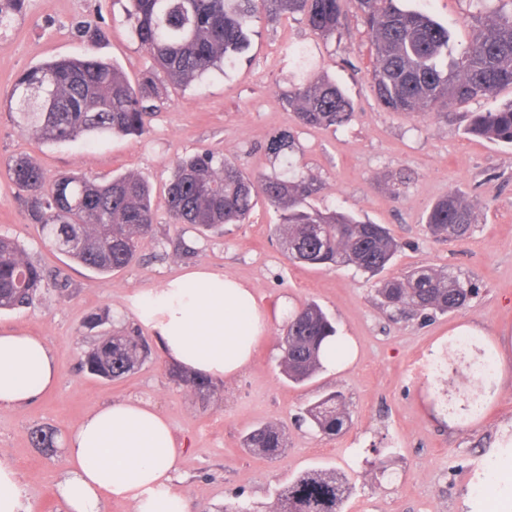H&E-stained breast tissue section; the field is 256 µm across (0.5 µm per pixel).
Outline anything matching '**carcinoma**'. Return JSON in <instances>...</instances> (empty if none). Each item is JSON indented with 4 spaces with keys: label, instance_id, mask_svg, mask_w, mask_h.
Here are the masks:
<instances>
[{
    "label": "carcinoma",
    "instance_id": "cac0c4a2",
    "mask_svg": "<svg viewBox=\"0 0 512 512\" xmlns=\"http://www.w3.org/2000/svg\"><path fill=\"white\" fill-rule=\"evenodd\" d=\"M26 0H0V30L10 27ZM373 42L376 64L372 83L380 104L390 112H428L488 98L512 87V11L494 12L475 29L466 48L456 52L448 29L428 14L402 10L396 0H356ZM258 12L270 17L300 13L322 37L343 26L342 0H129L131 31L174 86L188 85L223 68L249 44V26ZM19 92L18 126L46 144L81 137L138 135L145 131L157 95L154 74L131 85L121 70L89 53L82 58L44 63L15 81ZM304 126H339L353 107L342 89L326 77L300 84L288 99ZM467 133L512 145V103L470 116ZM7 173L23 193L28 216L53 249L97 272L127 267L139 247L154 236V211L146 181L133 174L106 181L82 174L46 178L30 156L7 163ZM316 188L309 177L250 176L234 162L202 152L174 161L167 185V208L175 224L216 231L242 224L262 197L281 212L276 232L284 253L295 263L347 267L382 273L399 245L381 224L361 221L341 211L312 206ZM475 205L452 193L425 216L430 233L443 240L464 238L475 223ZM48 286L44 270L24 258L21 246L0 237V310L30 305ZM382 308L401 313L447 314L469 303L473 288L443 268L421 266L380 281ZM336 328L315 303L288 315L280 340L282 373L303 385L323 369L321 345ZM150 347L132 328L102 337L88 351L83 366L102 379H120L142 366ZM172 377L200 397L211 396L213 382L203 376L171 371ZM485 375H469L465 410L482 406ZM306 414L315 430L335 436L349 423L344 396L333 392L311 404ZM285 431L263 425L248 433L244 447L274 459L286 447ZM352 486L339 472L309 469L276 493V512H343Z\"/></svg>",
    "mask_w": 512,
    "mask_h": 512
}]
</instances>
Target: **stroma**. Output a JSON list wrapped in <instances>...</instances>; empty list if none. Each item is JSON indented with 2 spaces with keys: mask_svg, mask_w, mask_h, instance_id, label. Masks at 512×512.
<instances>
[{
  "mask_svg": "<svg viewBox=\"0 0 512 512\" xmlns=\"http://www.w3.org/2000/svg\"><path fill=\"white\" fill-rule=\"evenodd\" d=\"M127 0H26L23 12L0 34V236L16 240L58 287L42 290L27 307L0 311V331L43 339L53 351L57 385L37 402L0 410V459L9 461L26 487L31 512H65L56 487L65 478V439L93 408L137 398L170 422L183 455L175 486L188 512H207L239 501L252 512H275L277 489L298 473L333 469L353 491L344 512H496L480 495L498 447L501 426L512 422V372L485 401L474 423L448 428L433 408H455L463 398L456 362H445L436 343L464 324L485 338L512 337V147L465 132L467 116L512 101V88L450 110L407 115L386 111L371 87L374 55L355 0H344L340 34L324 38L299 14L258 13L251 43L223 69L185 87L158 79L159 95L146 131L138 137L80 138L49 145L21 130L9 110L13 85L24 71L59 58L94 51L138 84L152 60L132 36ZM447 27L465 46L488 15L512 10V0H400ZM102 28L106 39L89 47L78 23ZM327 76L354 106L343 126L300 125L286 98L308 79ZM289 134L296 175L319 187L311 202L385 225L401 245L388 276L428 265L470 280L469 304L448 314L383 310L373 278L354 267L314 269L288 260L274 227L276 209L258 204L248 223L203 235L173 223L166 184L176 156L205 149L252 175L284 172L269 150ZM35 157L47 178L65 172L109 177L135 174L152 190L155 236L133 263L100 275L60 255L31 224L23 198L6 174L10 159ZM456 193L475 205L476 222L461 240L430 235L427 209ZM191 255H183V247ZM203 267L251 285L269 326L237 377L219 381L211 398L197 397L175 381L159 346L135 373L115 381L88 374L82 362L100 335L129 327L150 336L140 319V298L165 280ZM307 302L329 314L339 334L358 347L342 371H321L310 383L288 381L280 366L279 339L289 311ZM104 315L95 329L91 314ZM341 391L350 424L333 437L299 422L321 395ZM275 424L288 437L281 456L267 459L242 446L252 429ZM52 429L54 448L35 445L37 429Z\"/></svg>",
  "mask_w": 512,
  "mask_h": 512,
  "instance_id": "1",
  "label": "stroma"
}]
</instances>
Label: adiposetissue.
<instances>
[{"instance_id": "1", "label": "adipose tissue", "mask_w": 512, "mask_h": 512, "mask_svg": "<svg viewBox=\"0 0 512 512\" xmlns=\"http://www.w3.org/2000/svg\"><path fill=\"white\" fill-rule=\"evenodd\" d=\"M140 304L165 360L214 381L245 370L255 337L268 327L250 285L204 268L146 293ZM56 382V361L42 339L0 334V409L31 403ZM64 453L68 473L58 493L69 512H101L112 499L132 503L135 512H187L174 487L182 450L169 421L148 402L94 408Z\"/></svg>"}]
</instances>
